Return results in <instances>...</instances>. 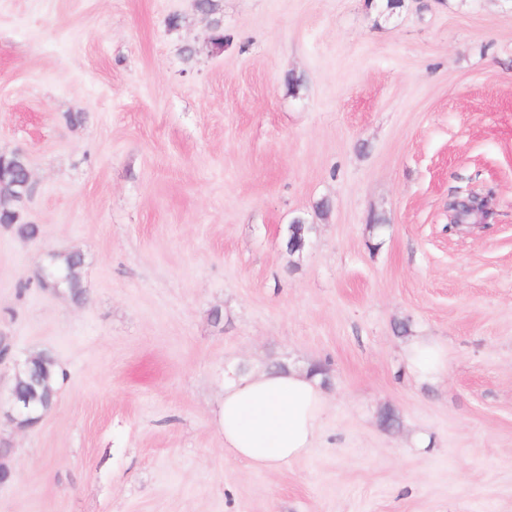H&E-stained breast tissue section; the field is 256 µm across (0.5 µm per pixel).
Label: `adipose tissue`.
Returning a JSON list of instances; mask_svg holds the SVG:
<instances>
[{
    "label": "adipose tissue",
    "mask_w": 512,
    "mask_h": 512,
    "mask_svg": "<svg viewBox=\"0 0 512 512\" xmlns=\"http://www.w3.org/2000/svg\"><path fill=\"white\" fill-rule=\"evenodd\" d=\"M327 411L320 377L294 367L243 368L224 379V450L274 471L310 450Z\"/></svg>",
    "instance_id": "adipose-tissue-1"
}]
</instances>
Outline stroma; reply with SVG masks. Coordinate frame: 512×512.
<instances>
[{"mask_svg":"<svg viewBox=\"0 0 512 512\" xmlns=\"http://www.w3.org/2000/svg\"><path fill=\"white\" fill-rule=\"evenodd\" d=\"M379 2L0 0L39 228L0 225V336L61 370L34 427L0 401V512H512V0ZM472 189L493 215L460 234ZM71 249L79 302L37 286ZM277 360L324 365L328 410L257 471L224 374ZM407 357L414 373L422 379L434 377L443 365L442 349L429 338L414 337L408 345Z\"/></svg>","mask_w":512,"mask_h":512,"instance_id":"stroma-1","label":"stroma"}]
</instances>
